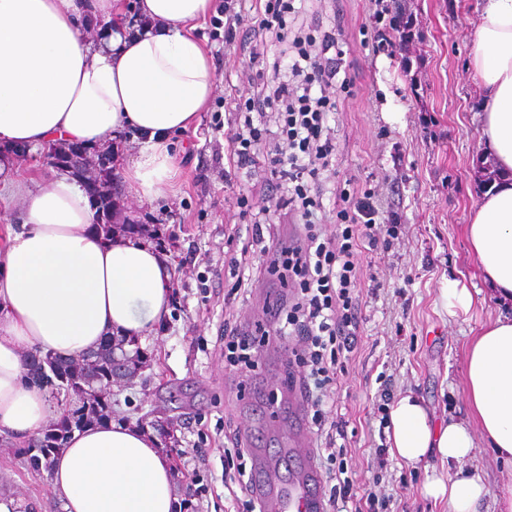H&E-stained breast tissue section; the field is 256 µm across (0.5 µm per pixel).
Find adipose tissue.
Listing matches in <instances>:
<instances>
[{
    "label": "adipose tissue",
    "instance_id": "ef3b65f1",
    "mask_svg": "<svg viewBox=\"0 0 512 512\" xmlns=\"http://www.w3.org/2000/svg\"><path fill=\"white\" fill-rule=\"evenodd\" d=\"M211 7L139 0L149 25L135 34L122 0H0V142L106 145L137 132L140 150L119 173L141 200H157L179 173L171 137L196 125L216 87L193 35ZM86 9L107 23L105 39H86L77 23ZM468 68L484 90L481 142L499 177L465 234L498 314L465 352L468 419L435 421L411 394L392 405L390 451L412 466L461 462L480 437L512 467V0H482ZM0 188L25 203L23 224L0 246V433L35 436L61 409L27 383L28 355L76 360L107 339L155 332L170 312L173 271L150 244L92 226L87 196L67 177L29 186L0 160ZM51 473L63 512L180 506L157 438L130 423L73 432ZM425 492L447 500L448 512H479L487 488L459 472Z\"/></svg>",
    "mask_w": 512,
    "mask_h": 512
}]
</instances>
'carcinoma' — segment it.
Segmentation results:
<instances>
[{
    "label": "carcinoma",
    "instance_id": "1",
    "mask_svg": "<svg viewBox=\"0 0 512 512\" xmlns=\"http://www.w3.org/2000/svg\"><path fill=\"white\" fill-rule=\"evenodd\" d=\"M112 350V340L109 339L93 353L92 361H61L49 356H35L30 360L28 374L36 383L52 390L65 385L79 396L81 402L80 406L61 416L43 437L28 446L33 467H39L42 461L50 463L51 455L64 447L74 429L89 425L95 418L101 420L109 416L112 405L100 394V389L112 378V366L108 361Z\"/></svg>",
    "mask_w": 512,
    "mask_h": 512
}]
</instances>
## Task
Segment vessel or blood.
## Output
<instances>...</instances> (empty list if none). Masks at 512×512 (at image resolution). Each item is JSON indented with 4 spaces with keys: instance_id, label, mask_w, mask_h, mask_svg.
<instances>
[{
    "instance_id": "b4317fda",
    "label": "vessel or blood",
    "mask_w": 512,
    "mask_h": 512,
    "mask_svg": "<svg viewBox=\"0 0 512 512\" xmlns=\"http://www.w3.org/2000/svg\"><path fill=\"white\" fill-rule=\"evenodd\" d=\"M251 492L270 512H324L322 480L312 451L294 447L259 456Z\"/></svg>"
}]
</instances>
